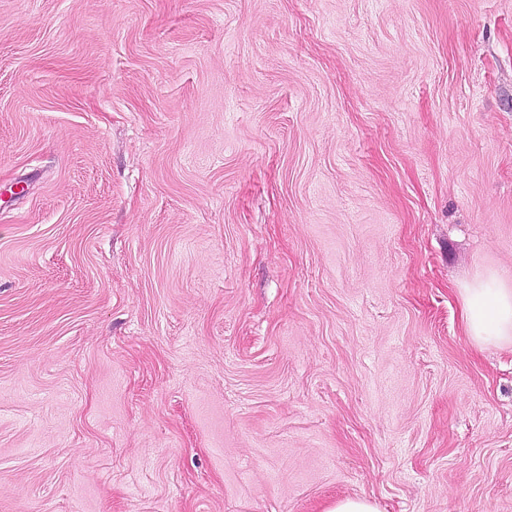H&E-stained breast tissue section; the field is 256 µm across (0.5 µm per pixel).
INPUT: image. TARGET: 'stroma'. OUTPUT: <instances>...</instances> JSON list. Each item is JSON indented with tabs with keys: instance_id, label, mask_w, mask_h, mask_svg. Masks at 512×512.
Returning a JSON list of instances; mask_svg holds the SVG:
<instances>
[{
	"instance_id": "stroma-1",
	"label": "stroma",
	"mask_w": 512,
	"mask_h": 512,
	"mask_svg": "<svg viewBox=\"0 0 512 512\" xmlns=\"http://www.w3.org/2000/svg\"><path fill=\"white\" fill-rule=\"evenodd\" d=\"M512 0H0V512H512ZM464 328L477 344L512 343V280L496 272L461 288Z\"/></svg>"
}]
</instances>
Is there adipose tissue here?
<instances>
[{
    "mask_svg": "<svg viewBox=\"0 0 512 512\" xmlns=\"http://www.w3.org/2000/svg\"><path fill=\"white\" fill-rule=\"evenodd\" d=\"M461 298L464 328L475 343H512V280L489 273L462 288Z\"/></svg>",
    "mask_w": 512,
    "mask_h": 512,
    "instance_id": "obj_1",
    "label": "adipose tissue"
}]
</instances>
